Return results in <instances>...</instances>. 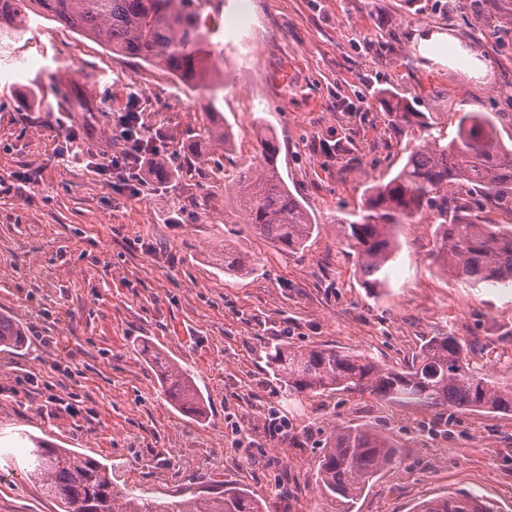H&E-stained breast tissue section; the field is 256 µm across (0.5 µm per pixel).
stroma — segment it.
I'll return each mask as SVG.
<instances>
[{
	"label": "stroma",
	"instance_id": "stroma-1",
	"mask_svg": "<svg viewBox=\"0 0 512 512\" xmlns=\"http://www.w3.org/2000/svg\"><path fill=\"white\" fill-rule=\"evenodd\" d=\"M201 18L224 56V146L197 141L207 101L166 71L36 16L0 45V314L25 332L23 347H0V512H57L26 475L32 435L101 461L145 497L197 493L213 477L265 498L287 486L272 512H343L315 485L335 423L377 427L402 452L352 512H415L460 491L512 512V413L446 419L357 394L290 403L263 352L281 336L400 368L451 333L476 343L484 371L512 373V287L444 272L435 211L401 227L380 295L336 222L428 136L455 137L465 113H491L512 147V0H215ZM54 87L76 88L86 111L58 103ZM380 89L411 123L391 122ZM133 92L152 136L196 146L190 172L136 198L98 171L120 147L111 115ZM69 128L89 156L67 167ZM266 132L318 226L292 255L254 235L224 188L259 164ZM228 244L252 272L224 273ZM144 341L193 375L204 420L164 400Z\"/></svg>",
	"mask_w": 512,
	"mask_h": 512
}]
</instances>
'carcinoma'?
Segmentation results:
<instances>
[{
  "label": "carcinoma",
  "mask_w": 512,
  "mask_h": 512,
  "mask_svg": "<svg viewBox=\"0 0 512 512\" xmlns=\"http://www.w3.org/2000/svg\"><path fill=\"white\" fill-rule=\"evenodd\" d=\"M56 21L123 58L138 59L202 90L213 107L224 80L209 66L211 31L201 24L195 0H0V37L19 35L30 15ZM380 101L392 121L411 123L413 113L386 91ZM197 136L226 143L228 133L214 126V113ZM262 162L238 173L228 187L242 223L285 253L306 247L317 231L303 202L278 168L274 135L258 140ZM171 157L154 159L156 182L172 178ZM436 209L440 250L448 272L477 287L512 284V221L492 224L485 213L512 217V148L500 144L491 117L470 112L449 142L438 137L412 150L387 181L365 190L362 206L336 219L359 272L373 288L385 285V267L398 251L397 231L417 224L425 209ZM249 269L248 256L224 245V270ZM21 327L0 315V346L20 347ZM469 343L452 334L428 338L403 368L381 364L367 354L326 346H295L281 337L266 346L265 362L280 391L300 397L359 393L378 401L419 404L442 413L512 412V381L489 376L471 360ZM169 405L193 418L205 415L206 399L188 370L152 351ZM33 475L61 512H269L264 498L244 487L226 486L194 501L142 499L112 480L107 465L41 439L32 451ZM401 463L400 450L383 431L369 426L335 425L322 440L317 490L348 506L362 497L381 472ZM417 512H495L484 497L469 492L431 498Z\"/></svg>",
  "instance_id": "obj_1"
}]
</instances>
